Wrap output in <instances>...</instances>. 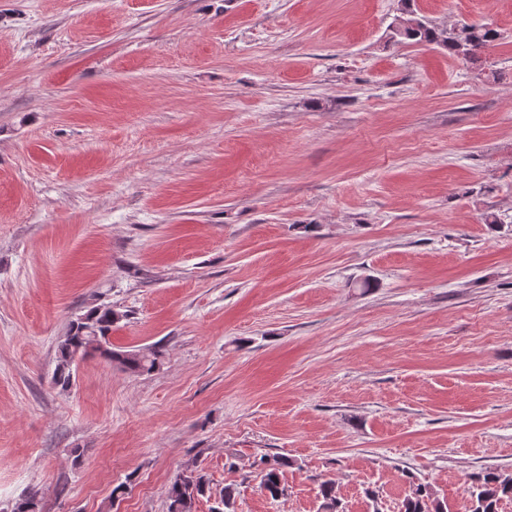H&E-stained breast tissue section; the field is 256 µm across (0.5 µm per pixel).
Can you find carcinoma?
Masks as SVG:
<instances>
[{"instance_id": "cac0c4a2", "label": "carcinoma", "mask_w": 512, "mask_h": 512, "mask_svg": "<svg viewBox=\"0 0 512 512\" xmlns=\"http://www.w3.org/2000/svg\"><path fill=\"white\" fill-rule=\"evenodd\" d=\"M402 16L398 17L390 32V40L396 43L435 44L472 62L479 61L482 52L493 46L498 32L485 24H464L451 30L433 26L418 16L410 0H402ZM125 314L110 304L91 307L86 313L69 323L59 345L57 363L53 372V385L63 391L72 383L70 362L77 353L88 355L97 352L122 370L132 374H149L160 368L163 351L152 346L138 351H122L112 348V326ZM260 475L262 490L273 499L286 492L284 472L291 462L281 456H263L255 462ZM208 491L205 475L195 465H188L175 477L168 491V512H193L196 500ZM468 494L471 512H498L500 502L512 498V474L494 471L474 472L469 476ZM323 512H344L338 496L336 481L328 479L319 486ZM236 488L224 487L219 506L212 512H233ZM11 512H41L39 493L31 491L15 501ZM401 512H449L447 501L441 499L429 484L409 480Z\"/></svg>"}]
</instances>
